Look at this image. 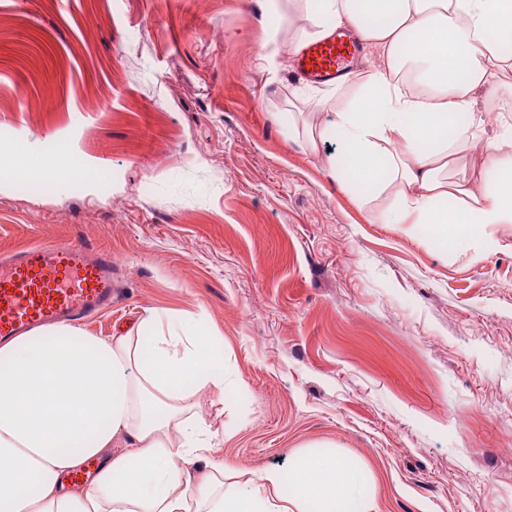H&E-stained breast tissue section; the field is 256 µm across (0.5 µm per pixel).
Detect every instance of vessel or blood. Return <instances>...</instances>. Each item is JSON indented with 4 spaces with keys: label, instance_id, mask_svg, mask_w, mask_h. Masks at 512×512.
<instances>
[{
    "label": "vessel or blood",
    "instance_id": "1",
    "mask_svg": "<svg viewBox=\"0 0 512 512\" xmlns=\"http://www.w3.org/2000/svg\"><path fill=\"white\" fill-rule=\"evenodd\" d=\"M362 49L357 31H338L306 42L300 77L319 84L341 82ZM110 253L79 243L37 244L0 259V341L40 325L81 323L112 306Z\"/></svg>",
    "mask_w": 512,
    "mask_h": 512
}]
</instances>
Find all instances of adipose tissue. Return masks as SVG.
<instances>
[{
	"label": "adipose tissue",
	"instance_id": "obj_1",
	"mask_svg": "<svg viewBox=\"0 0 512 512\" xmlns=\"http://www.w3.org/2000/svg\"><path fill=\"white\" fill-rule=\"evenodd\" d=\"M302 2L317 35L356 29L375 59L306 140L338 141L332 175L389 192L397 223L451 252L512 224V113L491 135L475 107L512 75L490 37L512 30V0ZM472 156L485 177L449 179ZM201 391L224 392L215 337L156 308L109 336L58 324L1 344L0 512H339L365 493L364 465L336 449H303L285 469L215 462ZM93 459L88 487H67Z\"/></svg>",
	"mask_w": 512,
	"mask_h": 512
}]
</instances>
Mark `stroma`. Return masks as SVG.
Wrapping results in <instances>:
<instances>
[{"mask_svg":"<svg viewBox=\"0 0 512 512\" xmlns=\"http://www.w3.org/2000/svg\"><path fill=\"white\" fill-rule=\"evenodd\" d=\"M289 0H0V169L25 144L81 168L0 181V256L110 251L117 294L88 331L148 307L223 343L217 459L288 467L333 444L370 512H512V228L445 253L392 196L330 174L303 140L335 101L293 66Z\"/></svg>","mask_w":512,"mask_h":512,"instance_id":"1","label":"stroma"}]
</instances>
